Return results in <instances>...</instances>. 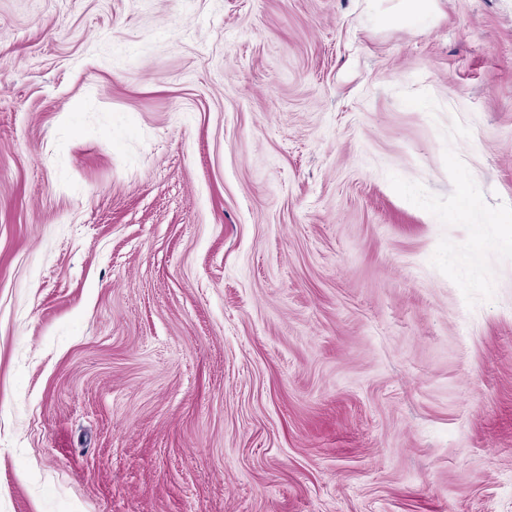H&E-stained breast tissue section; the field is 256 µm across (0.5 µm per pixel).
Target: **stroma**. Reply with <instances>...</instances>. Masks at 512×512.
<instances>
[{"instance_id":"35a3bbf8","label":"stroma","mask_w":512,"mask_h":512,"mask_svg":"<svg viewBox=\"0 0 512 512\" xmlns=\"http://www.w3.org/2000/svg\"><path fill=\"white\" fill-rule=\"evenodd\" d=\"M0 0V512H512V0ZM438 0H397L392 14L383 15L384 22H399L408 26H426L433 19Z\"/></svg>"}]
</instances>
